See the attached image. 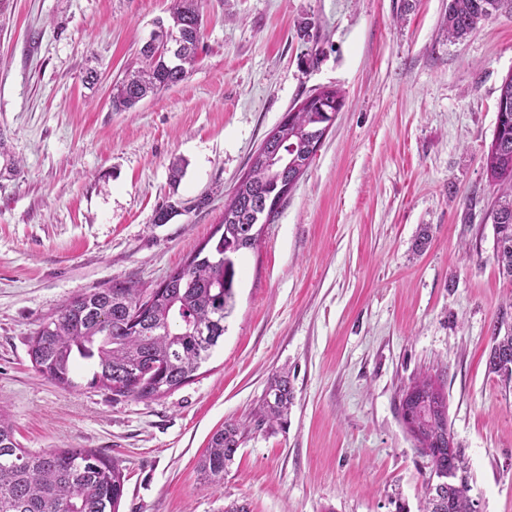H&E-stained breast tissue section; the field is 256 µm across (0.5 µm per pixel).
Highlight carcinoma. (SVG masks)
I'll list each match as a JSON object with an SVG mask.
<instances>
[{
    "label": "carcinoma",
    "instance_id": "cac0c4a2",
    "mask_svg": "<svg viewBox=\"0 0 512 512\" xmlns=\"http://www.w3.org/2000/svg\"><path fill=\"white\" fill-rule=\"evenodd\" d=\"M201 0H172L168 21L184 45L171 55L159 45L140 50V66L112 86V111L127 112L141 101L183 81L196 63L203 39ZM512 0H449L448 40H459ZM341 92L323 88L286 112L252 157L248 172L224 202L222 234L209 252L199 249L154 288L115 281L107 288L66 300L32 337L33 367L62 388H75V369L94 361L92 383L119 397L157 398L187 382L224 338L233 309L235 256L254 247L260 230L252 212L278 182L293 189L316 152L312 133L336 112ZM502 107L483 155L486 174L497 188L488 213L494 228L500 274L512 280V73L504 79ZM283 148L288 166L269 164L268 154ZM489 369L512 381V329L494 326ZM402 399L401 417H412L414 440L429 457L423 512H474L463 450L448 449V402L437 379L416 378ZM293 391L288 376L274 373L253 415L256 428L271 427L288 414ZM247 426L227 421L217 428L198 458L196 470L209 487L224 484V472L240 448ZM120 463L84 448L31 454L19 447L9 417L0 414V512H118L124 494Z\"/></svg>",
    "mask_w": 512,
    "mask_h": 512
}]
</instances>
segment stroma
Here are the masks:
<instances>
[{"instance_id":"stroma-1","label":"stroma","mask_w":512,"mask_h":512,"mask_svg":"<svg viewBox=\"0 0 512 512\" xmlns=\"http://www.w3.org/2000/svg\"><path fill=\"white\" fill-rule=\"evenodd\" d=\"M171 4L0 6V412L20 447L118 460L119 512H421L430 463L400 401L426 372L478 512H512V386L488 363L497 321L512 326V280L482 162L512 73V11L452 42L448 0H202L188 77L113 111V80ZM324 87L344 105L237 258L224 341L191 380L138 400L87 373L63 389L35 371L42 322L112 281L162 282L215 233L268 133ZM279 371L287 419L245 435L222 487L201 484L212 432L249 420Z\"/></svg>"}]
</instances>
